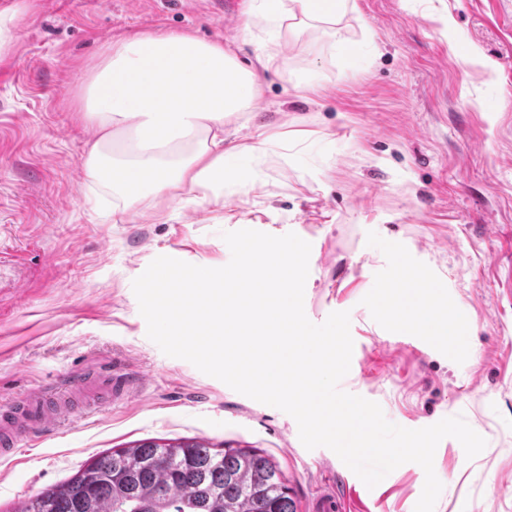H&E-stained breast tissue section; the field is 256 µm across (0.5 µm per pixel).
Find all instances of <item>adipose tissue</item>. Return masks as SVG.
Here are the masks:
<instances>
[{
  "mask_svg": "<svg viewBox=\"0 0 512 512\" xmlns=\"http://www.w3.org/2000/svg\"><path fill=\"white\" fill-rule=\"evenodd\" d=\"M265 17L284 24L277 41L257 61L279 68L288 36L303 23L328 29L355 8L354 0H262ZM75 116L92 130L81 158L88 184L110 191L119 221L144 200L182 206L224 194V177L265 147L253 140L226 146L224 125L246 111L259 88L253 70L231 47L189 33H145L106 43L79 83ZM396 277L377 306L399 329H417L443 343L455 342L462 321L437 305L419 308L421 295L439 290L402 253L391 259Z\"/></svg>",
  "mask_w": 512,
  "mask_h": 512,
  "instance_id": "ef3b65f1",
  "label": "adipose tissue"
}]
</instances>
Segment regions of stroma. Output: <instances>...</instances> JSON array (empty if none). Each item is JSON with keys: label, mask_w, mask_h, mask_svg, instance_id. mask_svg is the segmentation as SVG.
<instances>
[{"label": "stroma", "mask_w": 512, "mask_h": 512, "mask_svg": "<svg viewBox=\"0 0 512 512\" xmlns=\"http://www.w3.org/2000/svg\"><path fill=\"white\" fill-rule=\"evenodd\" d=\"M0 56V404L83 369L82 417L21 433L0 459V512L113 448L197 439L248 448L281 470L297 512L340 492L345 512H414L425 473L402 464L374 488L330 449H306L283 411L237 393L147 336L132 282L156 257L218 268L222 234L295 233L311 245L304 310L350 314L341 390L419 429L456 415L487 441L467 458L443 439L434 512H512V0H356L337 24L293 36L280 72L256 56L276 36L256 0H30ZM147 31L233 44L260 93L225 127L269 142L255 186L186 208L135 206L124 223L85 182L76 86L103 44ZM402 252L463 316L452 345L408 346L375 302Z\"/></svg>", "instance_id": "stroma-1"}]
</instances>
